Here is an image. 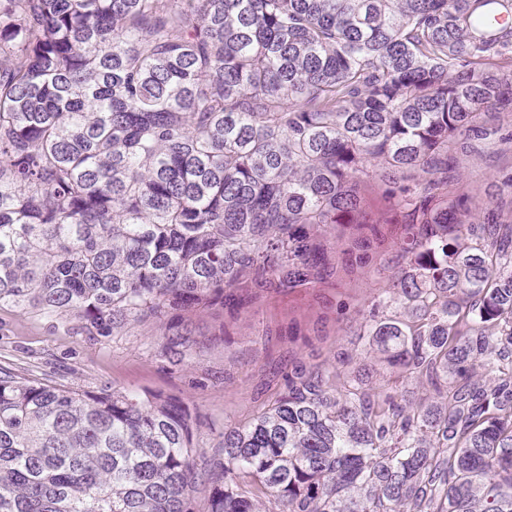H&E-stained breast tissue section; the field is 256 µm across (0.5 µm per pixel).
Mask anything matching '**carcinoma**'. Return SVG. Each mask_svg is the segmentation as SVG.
Returning <instances> with one entry per match:
<instances>
[{
	"label": "carcinoma",
	"mask_w": 512,
	"mask_h": 512,
	"mask_svg": "<svg viewBox=\"0 0 512 512\" xmlns=\"http://www.w3.org/2000/svg\"><path fill=\"white\" fill-rule=\"evenodd\" d=\"M489 109L512 0H0V307L86 336L234 313L313 283L328 224L385 242L360 178L413 171L360 332L395 379L288 377L224 430L206 512H512V204L477 228L448 187ZM195 421L0 368V512H196Z\"/></svg>",
	"instance_id": "1"
}]
</instances>
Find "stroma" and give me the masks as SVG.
<instances>
[{
	"label": "stroma",
	"instance_id": "stroma-1",
	"mask_svg": "<svg viewBox=\"0 0 512 512\" xmlns=\"http://www.w3.org/2000/svg\"><path fill=\"white\" fill-rule=\"evenodd\" d=\"M495 140L473 139L468 153L448 154V182L463 195L473 222L496 202L512 200V118L486 113ZM355 226H327L337 271L293 292H271L230 316L203 310L182 320L197 347L185 356L167 348L170 318L89 338L62 320L31 309H0V368L78 391L108 386L138 395L150 390L181 399L199 418L194 430L198 470L223 459L224 430L248 422L286 390L301 367L347 375L361 362L365 341L356 324L367 316L380 277L401 264L396 248L356 247Z\"/></svg>",
	"mask_w": 512,
	"mask_h": 512
}]
</instances>
